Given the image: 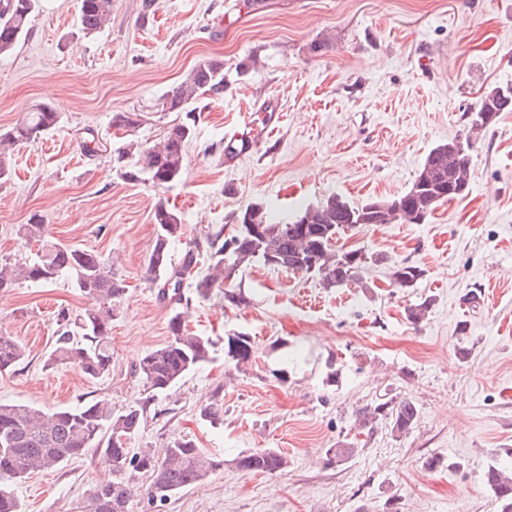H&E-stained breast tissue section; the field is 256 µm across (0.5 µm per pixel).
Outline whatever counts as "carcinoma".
I'll use <instances>...</instances> for the list:
<instances>
[{
    "label": "carcinoma",
    "instance_id": "1",
    "mask_svg": "<svg viewBox=\"0 0 512 512\" xmlns=\"http://www.w3.org/2000/svg\"><path fill=\"white\" fill-rule=\"evenodd\" d=\"M40 0H0V57L15 51L29 31L32 15ZM112 14V0H79L78 25L86 38L100 33ZM499 88L484 94L471 119L484 112L499 117L512 112L498 95ZM224 92V63L205 60L170 87L162 96V109L182 112L181 121L170 126L162 142L144 151L135 143L116 150V161L137 154L142 169L153 182L167 184L183 173L185 147L192 140L196 115L189 106L205 95ZM62 115L54 105L43 103L0 129V182L12 175L11 159L17 147L37 136L53 131ZM473 144L468 139L451 138L433 147L425 156L421 170L411 186L388 200L401 205L402 213L374 209L370 200L353 206L330 196L315 207H307L285 224L270 222L263 208L251 205L242 211L229 234L220 230L208 238V272L196 270L198 261L187 253L182 264L172 267L171 245L183 235V224L175 210L163 203L152 214L155 241L148 260L149 280L159 288V296L171 306L168 340L139 357L135 372L153 395H165L179 381L211 358L215 341L187 329L179 307L189 302L186 290L199 299L224 290L226 282L255 263L302 273L309 272L308 259H316L311 274L325 288H336L356 279L366 256L359 250L349 258L332 248L331 241L346 229L365 224H391L400 221L415 224L440 204L448 201V186L471 183ZM19 233L38 243L32 260L4 263L0 266V290L23 283L52 284L64 276L74 279L76 288L96 301L72 321L59 319L57 336L44 367L72 368L87 379H99L112 373V321L121 313L126 294L124 281L112 271V260L100 253L66 245L48 238L42 219L33 216L19 227ZM424 269L411 262L394 266L392 277L401 288L414 287ZM232 305L245 303L240 293L224 290ZM433 299L428 297L407 309V318L417 325L423 321ZM255 344L246 334L224 339V358L240 366L251 361ZM26 356L24 346L13 336L0 334V373L11 371ZM148 403H137L121 410L112 409L106 399L77 407L44 409L33 404L0 403V512H24L17 487L36 471L57 469L93 449L104 459L108 476L86 491L81 512H133L140 495L151 503L166 502L172 495L202 485L221 462L214 460L195 442L178 437L166 448L134 450L125 441L140 431L147 417ZM417 407L409 399L391 406L380 403L356 410L360 425L366 427L378 419H389L392 429L408 432L416 422ZM201 420L212 426L224 423V399L214 394L199 410ZM243 471L273 474L288 466V458L276 448H258L236 458ZM509 462L489 466L485 483L499 502L500 512H512V477L506 474ZM148 484L139 486L135 476Z\"/></svg>",
    "mask_w": 512,
    "mask_h": 512
}]
</instances>
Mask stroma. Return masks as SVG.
<instances>
[{
    "label": "stroma",
    "instance_id": "35a3bbf8",
    "mask_svg": "<svg viewBox=\"0 0 512 512\" xmlns=\"http://www.w3.org/2000/svg\"><path fill=\"white\" fill-rule=\"evenodd\" d=\"M78 0H41L29 33L0 57V128L41 102L59 127L22 145L0 183V264L33 257L18 234L39 215L61 242L112 258L127 288L112 324V372L89 380L46 370L57 315L90 301L69 279L0 292V333L27 356L0 374V402L44 408L102 398L122 409L149 401L134 448L196 440L222 466L203 485L134 512H499L484 484L512 448V112L472 132L480 97L512 85V0H112L95 39L82 37ZM224 64V91L197 104L180 180H129L111 150L163 139L176 113L162 95L197 63ZM136 125H119L124 113ZM247 148L224 155L229 134ZM473 137L469 194L421 224H369L337 235V251L368 260L357 280L318 278L257 264L223 294L191 305L189 329L216 342L209 362L168 395L150 398L134 365L169 336L170 306L149 281L157 204L174 208L183 236L171 248L205 259L206 237L257 204L285 221L335 195L359 205L401 194L430 149ZM383 254L387 263H375ZM424 270L401 288L393 264ZM434 304L420 325L406 310ZM255 342L250 364L224 358V337ZM224 423L202 422L213 393ZM410 399L412 429L360 427L355 412ZM355 443L352 456L337 448ZM277 448L286 470H239L235 459ZM442 458L431 470L426 461ZM108 474L89 451L37 472L18 493L26 512H79L84 491Z\"/></svg>",
    "mask_w": 512,
    "mask_h": 512
}]
</instances>
